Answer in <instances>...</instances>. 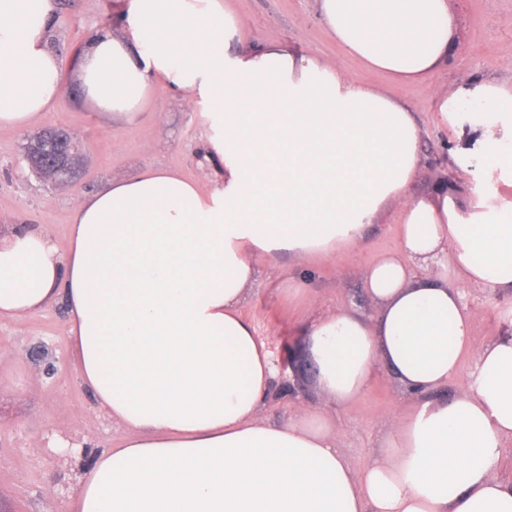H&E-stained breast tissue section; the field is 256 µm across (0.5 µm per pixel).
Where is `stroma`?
Here are the masks:
<instances>
[{"instance_id": "35a3bbf8", "label": "stroma", "mask_w": 512, "mask_h": 512, "mask_svg": "<svg viewBox=\"0 0 512 512\" xmlns=\"http://www.w3.org/2000/svg\"><path fill=\"white\" fill-rule=\"evenodd\" d=\"M245 21L247 46L283 43L302 51L316 50L337 62L353 81L381 89L407 103L422 128V166L414 195L431 194L437 177L459 194L481 186L496 204L512 210V178L501 169L484 167L479 154L454 153L457 134L443 125L433 100L436 94L486 78L512 77V0H449L455 17L456 50L468 67L449 62L419 83L393 81L368 70L349 56L324 27L316 0H226ZM126 0H59V23L51 43L65 61H72L98 27L120 34L119 15ZM64 90L55 109L38 126L58 127L86 145L82 174L68 187L30 175L22 158L27 134L0 128V218L19 217L51 229L60 249L69 244L72 209L77 200L105 182L135 174L145 166L180 171L202 191L211 184L198 145L204 131L205 105L191 102L164 86H156L139 123L110 128L78 93L72 68H65ZM399 226L392 216L372 225L365 241L340 257L297 266L287 258L257 256L260 279L245 314L272 354L305 352L302 334L310 316L339 308L376 313L367 296L361 271L380 254L397 249ZM304 279L309 300L288 297L289 281ZM464 303L473 317L476 345L494 341L512 320V295L463 285ZM414 398L386 368H379L371 387L353 404L338 407L326 401L315 379L293 387L275 381L261 417L270 423L288 420L295 407L322 408L340 434L339 447L356 467L378 454V446L395 418L410 411ZM76 434L86 440L80 455L47 453L39 441ZM122 428L97 409L81 383L68 341L62 307L0 321V512H60L98 454L120 443Z\"/></svg>"}]
</instances>
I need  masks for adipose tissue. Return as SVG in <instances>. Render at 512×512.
Wrapping results in <instances>:
<instances>
[{
    "mask_svg": "<svg viewBox=\"0 0 512 512\" xmlns=\"http://www.w3.org/2000/svg\"><path fill=\"white\" fill-rule=\"evenodd\" d=\"M329 35L367 68L417 82L446 65L448 0H317ZM58 0H0V127L25 131L54 110L65 62L51 47ZM224 0H128L121 35L96 29L74 69L106 120L134 123L157 83L208 104L200 153L211 189L146 167L82 197L59 251L48 226L0 240V319L62 306L82 383L123 426L63 512H512L492 468L512 444V331L475 346L448 282L512 290V215L489 196H415L421 129L412 108L285 44L244 48ZM512 86L490 79L437 96L480 128L485 166L512 170ZM390 213L399 251L362 271L380 307L308 323L317 386L346 406L386 367L417 400L377 458L354 468L332 420L297 408L259 417L276 370L243 312L254 258L307 264L364 241ZM476 354L469 388L431 393Z\"/></svg>",
    "mask_w": 512,
    "mask_h": 512,
    "instance_id": "ef3b65f1",
    "label": "adipose tissue"
}]
</instances>
